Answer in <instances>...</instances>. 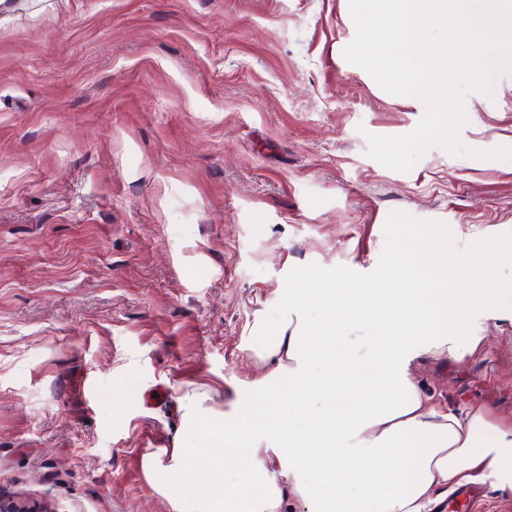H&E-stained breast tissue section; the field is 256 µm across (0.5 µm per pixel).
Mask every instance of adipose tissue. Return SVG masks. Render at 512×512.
Segmentation results:
<instances>
[{
    "mask_svg": "<svg viewBox=\"0 0 512 512\" xmlns=\"http://www.w3.org/2000/svg\"><path fill=\"white\" fill-rule=\"evenodd\" d=\"M496 249L452 255L428 230L371 280L339 270L310 290L293 272L276 343L259 355L270 369L248 396L221 412L180 398L200 435L167 472L180 512H433L465 482L512 490V422L439 407L416 380L422 356L463 361L486 307L512 306Z\"/></svg>",
    "mask_w": 512,
    "mask_h": 512,
    "instance_id": "obj_1",
    "label": "adipose tissue"
}]
</instances>
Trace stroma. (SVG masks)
Returning a JSON list of instances; mask_svg holds the SVG:
<instances>
[{
    "mask_svg": "<svg viewBox=\"0 0 512 512\" xmlns=\"http://www.w3.org/2000/svg\"><path fill=\"white\" fill-rule=\"evenodd\" d=\"M349 0H0V496L48 512H177L190 431L263 374L288 280L380 274L438 229L512 277V160L366 156L416 98L343 49ZM461 141L512 147V69L468 95ZM464 361L425 360L440 406L512 421V315Z\"/></svg>",
    "mask_w": 512,
    "mask_h": 512,
    "instance_id": "35a3bbf8",
    "label": "stroma"
}]
</instances>
